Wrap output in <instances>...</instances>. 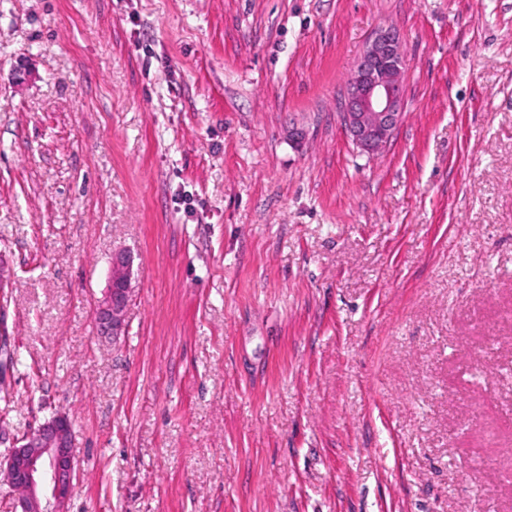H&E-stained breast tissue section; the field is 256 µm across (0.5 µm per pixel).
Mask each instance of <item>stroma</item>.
Instances as JSON below:
<instances>
[{
    "label": "stroma",
    "instance_id": "obj_1",
    "mask_svg": "<svg viewBox=\"0 0 512 512\" xmlns=\"http://www.w3.org/2000/svg\"><path fill=\"white\" fill-rule=\"evenodd\" d=\"M0 333V455L65 414L66 512H512V0H0ZM405 55L400 32L378 30L347 79L340 118L362 154L386 146L404 114ZM132 259L124 253L112 256L110 285L106 297L95 310V321L101 334L113 340L124 333L125 310L131 297Z\"/></svg>",
    "mask_w": 512,
    "mask_h": 512
}]
</instances>
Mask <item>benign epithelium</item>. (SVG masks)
I'll return each instance as SVG.
<instances>
[{
  "label": "benign epithelium",
  "instance_id": "benign-epithelium-1",
  "mask_svg": "<svg viewBox=\"0 0 512 512\" xmlns=\"http://www.w3.org/2000/svg\"><path fill=\"white\" fill-rule=\"evenodd\" d=\"M405 66L401 34L387 27L368 41L350 72L340 118L363 154L385 147L403 117ZM131 278V257L114 254L107 295L95 310L99 331L114 339L124 333ZM0 475L18 491L14 512H64L74 476L68 417L52 416L0 457Z\"/></svg>",
  "mask_w": 512,
  "mask_h": 512
}]
</instances>
